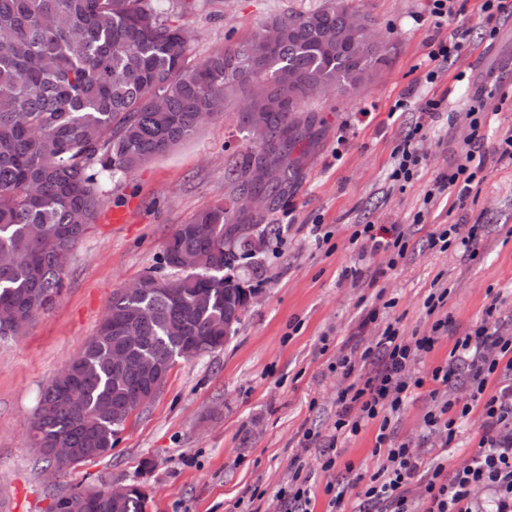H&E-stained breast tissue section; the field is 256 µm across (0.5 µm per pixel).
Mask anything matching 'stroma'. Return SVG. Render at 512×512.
Returning a JSON list of instances; mask_svg holds the SVG:
<instances>
[{
  "mask_svg": "<svg viewBox=\"0 0 512 512\" xmlns=\"http://www.w3.org/2000/svg\"><path fill=\"white\" fill-rule=\"evenodd\" d=\"M332 0H195L176 21L196 56L231 45L283 14L327 7ZM390 45L378 74L357 92L308 99L319 135L301 158L292 191L268 215L265 249L239 259L236 273L258 300L224 347L177 361L159 394L125 425L110 455L50 476L28 430L38 396L78 356L115 293L159 270L170 233L208 204L236 190L226 172L253 141L238 125V98L223 117L201 127L165 155L104 183V204L73 249L60 298L13 340L0 343V512H48L51 488L91 489L137 483L149 512H288L279 497L296 465L310 476L314 512H358L349 492L342 505L327 485L371 475L383 462L373 451L375 426L336 436L337 392L345 379L336 363L359 364L387 325L406 337L430 333L429 293L446 291L439 317L448 321L433 351L414 372L426 383L392 420L397 441L412 443L428 462L455 466L478 446L476 420L459 423L441 450L423 419L438 402L464 390L437 386L433 368L448 364L457 337L498 301L512 314V166L494 148L512 132V16L497 20L495 41L483 37L481 0H455L450 16L431 13V0H351ZM462 35L467 49L443 62L427 82L434 42ZM508 98L483 129L488 150L481 182L464 202H425L469 132L465 111L474 96ZM446 97V109L422 119L426 100ZM424 167L406 184L391 180L393 155L415 125ZM123 208L128 220L112 221ZM398 228L405 256L388 267L384 252L355 239L358 225ZM448 224L481 227L475 251L430 247L427 235ZM318 431L316 447L301 443ZM335 465L323 469L324 457Z\"/></svg>",
  "mask_w": 512,
  "mask_h": 512,
  "instance_id": "35a3bbf8",
  "label": "stroma"
}]
</instances>
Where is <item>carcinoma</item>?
I'll list each match as a JSON object with an SVG mask.
<instances>
[{
    "label": "carcinoma",
    "mask_w": 512,
    "mask_h": 512,
    "mask_svg": "<svg viewBox=\"0 0 512 512\" xmlns=\"http://www.w3.org/2000/svg\"><path fill=\"white\" fill-rule=\"evenodd\" d=\"M191 0H0V342L21 335L60 296L71 250L95 222L102 184L126 176L190 139L204 122L224 116L241 93L238 125L264 129L263 141L238 157L227 178L261 199L250 209L227 197L201 209L168 237L161 265L180 253L195 258L178 287L149 271L147 287L120 291L82 353L40 392L30 424L46 467H68L49 453L74 448L77 463L106 456L122 427L129 397L150 394L145 359L168 369L214 351L224 339V314L241 300L237 251L249 252L252 229L295 183L297 147L315 118L301 117L315 91H356L386 62L388 43L345 30L344 0L279 16L249 37L204 59L172 20ZM342 36L336 49V36ZM261 159L272 177L252 183ZM51 512L63 499L79 512H148L135 485L118 502L106 486L52 488Z\"/></svg>",
    "instance_id": "cac0c4a2"
}]
</instances>
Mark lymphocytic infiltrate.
I'll return each mask as SVG.
<instances>
[{"label":"lymphocytic infiltrate","instance_id":"obj_1","mask_svg":"<svg viewBox=\"0 0 512 512\" xmlns=\"http://www.w3.org/2000/svg\"><path fill=\"white\" fill-rule=\"evenodd\" d=\"M466 116L470 132L453 166L434 179L429 198L452 194L464 200L485 167L482 129L489 110L483 98L472 100ZM445 298L441 291L426 300L428 314L435 317L430 334L406 338L390 325L375 347L363 351L365 372L356 374V380L337 394L335 430L353 436L365 424L378 426L374 450L383 455L384 462L362 492L365 503L385 506L388 512H484L483 496L490 492L495 512H512V384L500 386L491 395L485 392L497 370L512 372V335L495 326L500 312L497 303L486 306L482 322L456 340L451 364L434 368L427 379L411 374L412 361L431 353L437 333L448 326L447 320L435 316ZM459 364L469 370L466 400H447L424 420L445 449L455 437L458 419L474 412L479 415L482 436L477 448L449 471L443 463L424 462L415 449L396 441L391 419L426 381L452 385Z\"/></svg>","mask_w":512,"mask_h":512}]
</instances>
